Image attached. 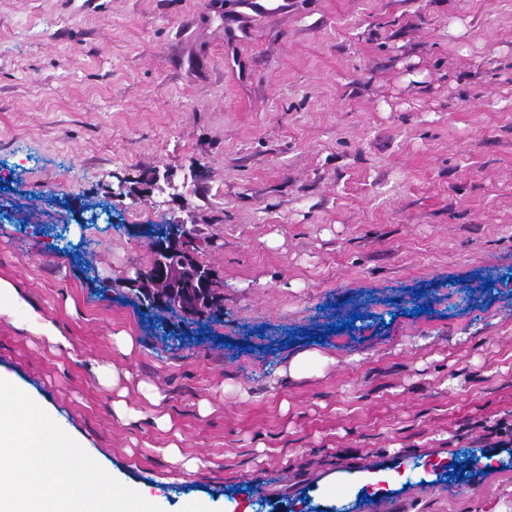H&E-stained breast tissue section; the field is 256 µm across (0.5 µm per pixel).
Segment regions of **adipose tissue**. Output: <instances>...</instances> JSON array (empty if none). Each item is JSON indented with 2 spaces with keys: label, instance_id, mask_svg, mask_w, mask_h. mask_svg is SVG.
Returning <instances> with one entry per match:
<instances>
[{
  "label": "adipose tissue",
  "instance_id": "adipose-tissue-1",
  "mask_svg": "<svg viewBox=\"0 0 512 512\" xmlns=\"http://www.w3.org/2000/svg\"><path fill=\"white\" fill-rule=\"evenodd\" d=\"M0 317L6 318L18 330L46 341L56 352L70 347L69 337L59 325L38 313L12 282L0 279Z\"/></svg>",
  "mask_w": 512,
  "mask_h": 512
}]
</instances>
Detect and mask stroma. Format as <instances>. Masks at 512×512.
Returning <instances> with one entry per match:
<instances>
[{
  "mask_svg": "<svg viewBox=\"0 0 512 512\" xmlns=\"http://www.w3.org/2000/svg\"><path fill=\"white\" fill-rule=\"evenodd\" d=\"M143 224L212 319L143 305ZM0 278L73 342L1 317L0 370L162 512H356L382 456L411 512H512V0H0ZM190 233L192 234V229H190ZM191 234L178 236L174 233L169 236L167 241L159 243L157 251L164 254H169L170 252H179L181 254V268L171 270L168 276L167 271L163 273L164 278L168 277L170 283L176 287L181 286L184 281H188V283L199 282L201 285V291L196 290L195 293L191 287L190 293L186 292L185 299L182 302L178 301V297H181V288L186 287H178L177 294L169 298V303L166 306L171 308L176 305L180 306L181 312L185 317L198 319L205 316L208 311L217 308L218 300L212 291L214 273L197 260L191 245H189L192 238ZM326 360L327 357L321 355L319 352H301L291 360L288 367V373L292 377L303 376L307 374L315 364ZM485 428L487 433L478 442L485 443V446H491V448L512 447V419L501 418Z\"/></svg>",
  "mask_w": 512,
  "mask_h": 512,
  "instance_id": "obj_1",
  "label": "stroma"
}]
</instances>
